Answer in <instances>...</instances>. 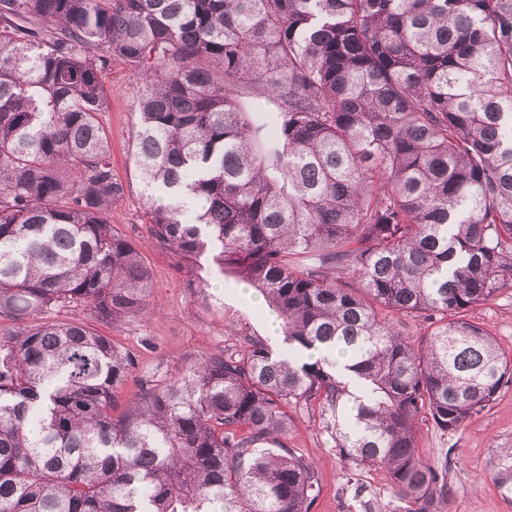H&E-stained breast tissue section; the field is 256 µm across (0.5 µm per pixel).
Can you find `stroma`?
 <instances>
[{"label":"stroma","instance_id":"stroma-1","mask_svg":"<svg viewBox=\"0 0 512 512\" xmlns=\"http://www.w3.org/2000/svg\"><path fill=\"white\" fill-rule=\"evenodd\" d=\"M138 82L125 62L113 58L104 75L108 109L101 120L110 137L112 173L124 188L113 199L108 219L138 246L151 269L148 308L143 315L118 323L97 321L87 307L72 312L130 353L131 373L115 393L120 408L148 381L172 378L204 354L238 349L244 337L265 338L271 317L265 304L253 302L236 277L209 262L203 275L211 284L212 297L201 301L187 288L178 257L150 238L130 159L132 100ZM471 316L504 349H512V290L474 307ZM285 443L316 470L320 493L311 512H394L397 502L386 474L357 470L340 457L319 408L294 412ZM418 448L423 457L435 461L447 455L453 458L448 472L452 496L446 512H512V383L457 432L444 433L433 424H423Z\"/></svg>","mask_w":512,"mask_h":512}]
</instances>
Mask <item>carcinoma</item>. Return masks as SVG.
<instances>
[{
  "label": "carcinoma",
  "mask_w": 512,
  "mask_h": 512,
  "mask_svg": "<svg viewBox=\"0 0 512 512\" xmlns=\"http://www.w3.org/2000/svg\"><path fill=\"white\" fill-rule=\"evenodd\" d=\"M114 57L141 79L151 238L199 298L207 256L284 334L120 412L129 354L44 320L148 305L151 271L107 219ZM511 289L512 0H0V512H310L313 464L262 444L314 405L400 512H443L450 460L421 456L420 426L455 432L512 383V351L470 316Z\"/></svg>",
  "instance_id": "obj_1"
}]
</instances>
